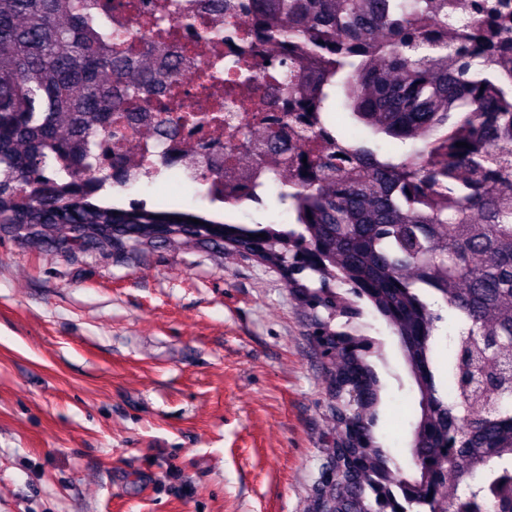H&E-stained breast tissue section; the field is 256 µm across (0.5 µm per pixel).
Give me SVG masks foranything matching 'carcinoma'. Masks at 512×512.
I'll use <instances>...</instances> for the list:
<instances>
[{
    "instance_id": "cac0c4a2",
    "label": "carcinoma",
    "mask_w": 512,
    "mask_h": 512,
    "mask_svg": "<svg viewBox=\"0 0 512 512\" xmlns=\"http://www.w3.org/2000/svg\"><path fill=\"white\" fill-rule=\"evenodd\" d=\"M367 2L224 0L226 15H253L260 41L292 49L267 58L292 115L257 154L264 166L273 144L298 146L277 160L288 179L270 181L300 229L278 230L96 204L101 179L58 187L52 158L85 174L87 152L103 157L96 132L164 74L150 52L135 63L124 56L128 37L114 36L115 54L89 38L87 0H0V224L47 237L66 226L99 247H135L163 228L318 274V288L294 278L288 286L315 312L317 346L331 358L336 429L359 435L328 449L342 468L336 482L320 483L313 512H497L512 499V374L470 390L462 375L477 341L492 346L484 366L512 364V0H470L463 15L448 11L449 0H377L379 40L367 31ZM283 14L294 22L281 24ZM182 26L207 40L242 34L231 25L201 29L190 16ZM339 96L357 123L411 148L381 153L344 138L330 118ZM331 279L348 294L325 287ZM430 296L447 305L457 333L449 401L436 383L442 316ZM356 298L393 326L417 387L407 475L374 435L382 384L369 357H382L383 346L354 325L333 327L360 314ZM445 456L436 481L424 463ZM495 470L491 496L482 482L459 490L465 478Z\"/></svg>"
}]
</instances>
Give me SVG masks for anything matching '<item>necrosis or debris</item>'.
Segmentation results:
<instances>
[{"instance_id": "4bbe7bcc", "label": "necrosis or debris", "mask_w": 512, "mask_h": 512, "mask_svg": "<svg viewBox=\"0 0 512 512\" xmlns=\"http://www.w3.org/2000/svg\"><path fill=\"white\" fill-rule=\"evenodd\" d=\"M110 2L109 12L96 15L100 29L126 33L139 44L163 48L171 63L172 77L163 89L146 88L143 98L150 103V111L124 113L119 139H110L103 133L100 142L110 144L113 153L121 156L129 177L153 184L176 179L194 182L205 171L209 174L203 182L205 193L212 202L231 208L262 203L270 187L266 172L258 170L254 159L247 154L226 159L225 149L240 134L253 140L267 138L273 119L280 115L279 104L269 103L263 112L238 113L230 126L218 121L199 124L191 120L175 135L166 133L164 121L171 111L181 113L207 107V97L201 93L200 86L212 63L236 62L251 68L257 79H264L265 47L253 37L231 44H212L186 37L163 45L141 21L142 16L153 13L157 0ZM172 3V8L163 12V25L167 28L173 27L185 14L218 27L230 21L242 28L249 23L245 14L227 18L222 10L223 0H172ZM228 174L243 182L241 190L231 196L224 193V177Z\"/></svg>"}]
</instances>
